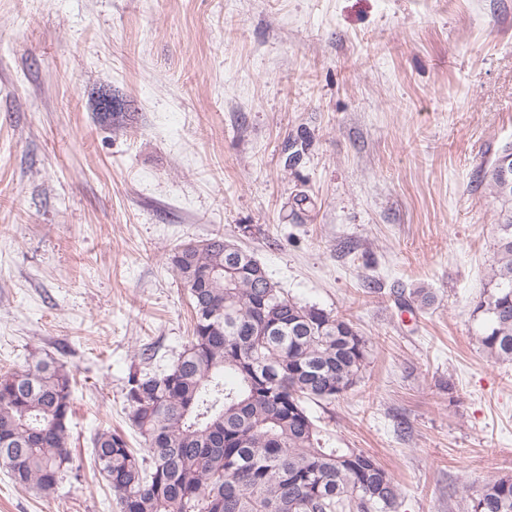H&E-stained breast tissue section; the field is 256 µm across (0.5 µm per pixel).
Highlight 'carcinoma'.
<instances>
[{
    "mask_svg": "<svg viewBox=\"0 0 512 512\" xmlns=\"http://www.w3.org/2000/svg\"><path fill=\"white\" fill-rule=\"evenodd\" d=\"M500 205L497 261L477 303L482 347L512 362V146L487 171ZM194 302L176 363L129 373L124 433L103 430L94 460L120 512H398L401 492L375 456L338 448L308 403L344 396L369 359L351 320L285 296L222 236L174 248ZM75 400L66 366L41 359L0 375V466L49 495L72 471ZM471 512H512V476L483 484Z\"/></svg>",
    "mask_w": 512,
    "mask_h": 512,
    "instance_id": "obj_1",
    "label": "carcinoma"
}]
</instances>
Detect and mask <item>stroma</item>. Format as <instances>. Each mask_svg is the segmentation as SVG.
<instances>
[{
	"label": "stroma",
	"mask_w": 512,
	"mask_h": 512,
	"mask_svg": "<svg viewBox=\"0 0 512 512\" xmlns=\"http://www.w3.org/2000/svg\"><path fill=\"white\" fill-rule=\"evenodd\" d=\"M510 144L512 0H0V373L76 377L74 470L40 495L0 468V512H119L93 438L141 447L128 375L192 336L167 257L217 235L369 339L309 405L337 447L386 466L399 512H470L512 476V362L475 313Z\"/></svg>",
	"instance_id": "35a3bbf8"
}]
</instances>
